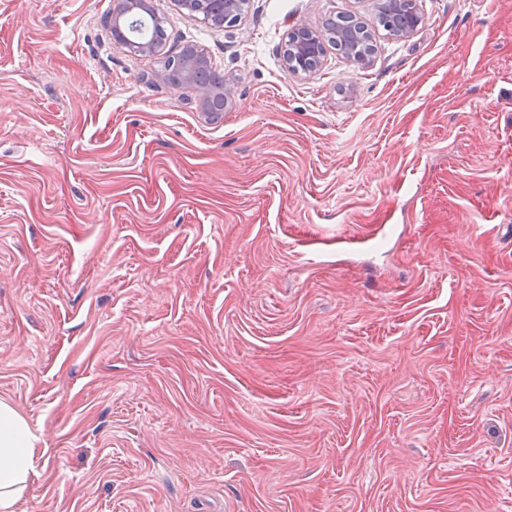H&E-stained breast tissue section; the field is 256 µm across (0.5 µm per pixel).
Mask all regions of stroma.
Returning a JSON list of instances; mask_svg holds the SVG:
<instances>
[{
    "instance_id": "stroma-1",
    "label": "stroma",
    "mask_w": 512,
    "mask_h": 512,
    "mask_svg": "<svg viewBox=\"0 0 512 512\" xmlns=\"http://www.w3.org/2000/svg\"><path fill=\"white\" fill-rule=\"evenodd\" d=\"M249 0L117 47L0 0V401L16 512H512V0ZM365 60L283 66L292 27ZM192 44L219 121L155 79ZM387 0H383L380 6V18L383 26L386 30L393 34L395 33L392 27V9L386 3ZM395 13H398L401 17V24L396 31L395 35L398 38H406L411 36L421 25L422 16L417 5L416 0H393L391 1ZM176 61L183 72V85L194 87L197 90L202 109L205 110L206 106L212 99V93L195 82V75L199 71L210 67L212 64L211 59L203 50L194 45L188 44L184 46L180 54L176 56ZM203 82L214 92V99L209 114H223L224 105L227 106L232 103L234 98L231 84L224 83L223 71L211 66L204 74ZM223 85L224 87L221 91V96L224 103L218 95V92ZM37 449L27 422L0 402V511L14 512L24 494Z\"/></svg>"
}]
</instances>
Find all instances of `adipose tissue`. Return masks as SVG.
I'll list each match as a JSON object with an SVG mask.
<instances>
[{"mask_svg": "<svg viewBox=\"0 0 512 512\" xmlns=\"http://www.w3.org/2000/svg\"><path fill=\"white\" fill-rule=\"evenodd\" d=\"M36 453L27 422L9 404L0 402V512H15Z\"/></svg>", "mask_w": 512, "mask_h": 512, "instance_id": "obj_1", "label": "adipose tissue"}]
</instances>
